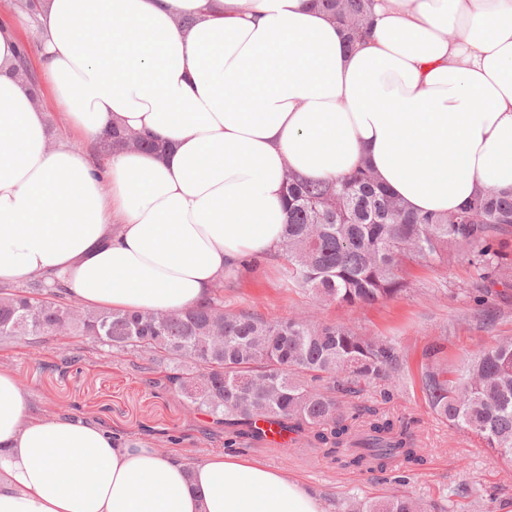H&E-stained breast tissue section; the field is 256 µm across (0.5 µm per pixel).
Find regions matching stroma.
Wrapping results in <instances>:
<instances>
[{"mask_svg": "<svg viewBox=\"0 0 512 512\" xmlns=\"http://www.w3.org/2000/svg\"><path fill=\"white\" fill-rule=\"evenodd\" d=\"M409 286L400 297L373 306L347 307L317 302L289 287L282 260L252 258L224 275V307L259 316L342 322L357 332L397 342L405 353L404 369L389 396L370 390L361 404L395 419L414 421L426 450L407 493L431 512H512V466L468 435L451 430L429 409L420 388L424 352L441 343L447 360L512 338V266L491 286L477 279L466 256L456 252L443 264L411 263ZM486 305H479L478 296ZM497 318L484 326V306ZM148 357L106 356L87 348L81 337L50 340L39 346L0 343V367L11 370L30 396L37 416L79 413L112 432L129 434L160 451L178 452L195 464L215 443L203 435L204 414H191L183 397L152 384ZM238 455L281 470L324 500L328 512H347L349 499H378L397 488L392 474L343 468L335 460L301 445L237 447ZM463 495L449 497L452 488Z\"/></svg>", "mask_w": 512, "mask_h": 512, "instance_id": "35a3bbf8", "label": "stroma"}]
</instances>
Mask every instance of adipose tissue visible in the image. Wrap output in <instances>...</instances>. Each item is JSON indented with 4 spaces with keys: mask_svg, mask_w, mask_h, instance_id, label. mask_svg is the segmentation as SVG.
I'll return each instance as SVG.
<instances>
[{
    "mask_svg": "<svg viewBox=\"0 0 512 512\" xmlns=\"http://www.w3.org/2000/svg\"><path fill=\"white\" fill-rule=\"evenodd\" d=\"M347 49L309 0H40V87L0 23V284L57 276L90 309L177 313L285 233L286 170L367 162L418 213L512 187V0H375ZM96 142L147 131L166 155L105 166L52 143L40 95ZM0 512H325L282 472L35 417L0 369Z\"/></svg>",
    "mask_w": 512,
    "mask_h": 512,
    "instance_id": "obj_1",
    "label": "adipose tissue"
}]
</instances>
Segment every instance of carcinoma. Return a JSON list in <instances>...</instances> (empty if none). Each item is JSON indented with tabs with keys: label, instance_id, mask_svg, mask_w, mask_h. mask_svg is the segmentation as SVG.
<instances>
[{
	"label": "carcinoma",
	"instance_id": "carcinoma-1",
	"mask_svg": "<svg viewBox=\"0 0 512 512\" xmlns=\"http://www.w3.org/2000/svg\"><path fill=\"white\" fill-rule=\"evenodd\" d=\"M348 43L372 30L373 0H314ZM136 146L162 145L135 132L112 131L95 150L109 156ZM288 220L278 256L292 287L319 302L373 305L408 288L410 262L440 264L464 251L478 275L489 279L507 259L512 232V188H486L459 210L417 215L389 193L364 164L335 180L285 175ZM223 288L204 305L175 314L86 309L71 315L66 287L37 279L0 286V341L37 344L65 327L107 352L146 354L173 367L167 386L224 430V445L265 437L266 421L307 442L341 466L392 473L399 485L425 461L408 424L374 409L348 411L344 398L360 396L400 376L403 351L386 338L350 326L300 319L274 320L249 312L223 313ZM220 331L224 343H214ZM441 346L427 347L421 388L433 414L512 463V340H499L458 361L441 362ZM350 512H426L398 491L360 501Z\"/></svg>",
	"mask_w": 512,
	"mask_h": 512
}]
</instances>
